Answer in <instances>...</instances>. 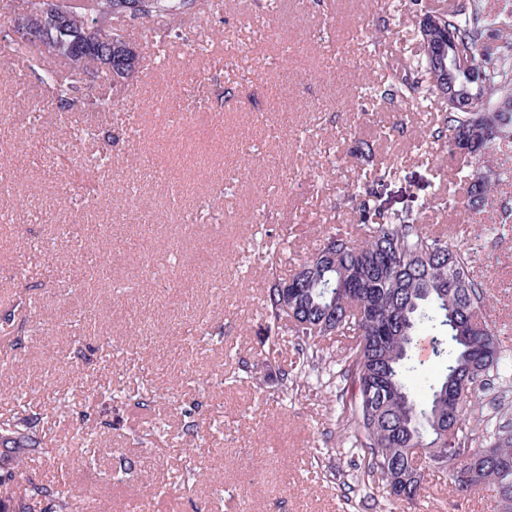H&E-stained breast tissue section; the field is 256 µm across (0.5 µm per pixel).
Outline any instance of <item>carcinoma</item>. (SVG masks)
<instances>
[{
  "instance_id": "cac0c4a2",
  "label": "carcinoma",
  "mask_w": 512,
  "mask_h": 512,
  "mask_svg": "<svg viewBox=\"0 0 512 512\" xmlns=\"http://www.w3.org/2000/svg\"><path fill=\"white\" fill-rule=\"evenodd\" d=\"M187 0H152L148 18L178 20ZM512 40V18L489 17L475 4L451 12L422 14L419 22L422 53L409 70L387 85L364 88L375 100L446 99L437 71L448 60V39L471 65L458 75L461 93L474 100V110L446 105L437 123L419 132L428 144L479 156L497 138L512 137V112L495 104L512 99V53L487 61L486 32ZM119 44L112 50V68L121 79L112 88H98L88 104L102 108L136 69L129 37L114 29ZM60 55L76 68L100 71L99 52L70 41ZM373 145L361 141L354 156L364 165V181L345 195L356 215L360 233L354 238L334 232L299 266L303 287L285 306L283 279L268 283L262 310L272 321L285 320L297 336L298 363L304 372L320 359L319 340L327 335L348 336L353 346L343 359L346 415L343 428L363 451L360 482L387 493V472L407 479L402 499L414 500L421 480L414 477L412 449L432 448L441 441L458 448L475 462L453 464L449 479L459 491L490 488L498 501L512 503V429L504 425L493 435V453L466 446L462 424L469 396L500 360L494 336L482 317L483 292L468 274L469 257L448 241L424 232L409 208L390 210L380 202L381 190L397 176L392 167L369 166ZM491 181L468 175V210L488 196ZM429 338L431 355L444 366L443 376L429 384L424 399L410 383L422 366L416 358L418 341ZM0 512H79V499L55 490L27 472L19 452L45 453L33 417L21 410L0 423Z\"/></svg>"
}]
</instances>
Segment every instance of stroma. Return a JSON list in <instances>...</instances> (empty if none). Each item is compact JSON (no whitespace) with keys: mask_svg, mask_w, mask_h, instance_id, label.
Instances as JSON below:
<instances>
[{"mask_svg":"<svg viewBox=\"0 0 512 512\" xmlns=\"http://www.w3.org/2000/svg\"><path fill=\"white\" fill-rule=\"evenodd\" d=\"M461 0H188L180 23L112 18L139 53L110 107L100 76L4 39L0 8V420L26 402L49 450L37 479L105 512H499L490 492L424 471L413 502L352 487L362 453L340 443L348 337L319 367L283 372L296 338L262 314L338 228L372 142L397 176L389 208L470 256L503 361L463 427L481 448L512 424V224H467L459 171L512 207V139L480 160L416 139L441 102L353 97L421 50V9ZM74 91L59 109L43 79ZM279 238L277 264L262 253ZM193 288L179 290L184 280Z\"/></svg>","mask_w":512,"mask_h":512,"instance_id":"1","label":"stroma"}]
</instances>
